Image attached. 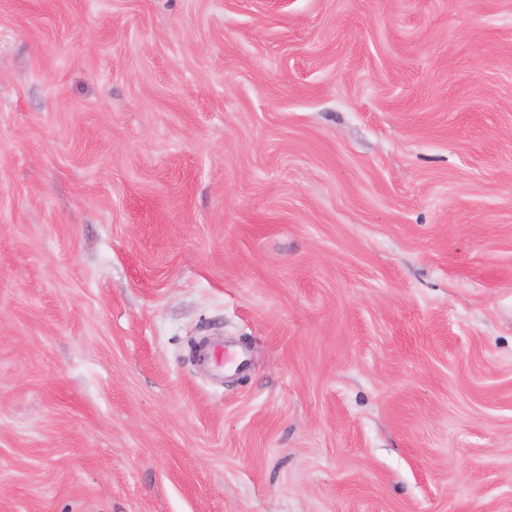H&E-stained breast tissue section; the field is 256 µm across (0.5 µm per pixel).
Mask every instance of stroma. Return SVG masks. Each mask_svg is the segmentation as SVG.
Wrapping results in <instances>:
<instances>
[{
	"label": "stroma",
	"mask_w": 512,
	"mask_h": 512,
	"mask_svg": "<svg viewBox=\"0 0 512 512\" xmlns=\"http://www.w3.org/2000/svg\"><path fill=\"white\" fill-rule=\"evenodd\" d=\"M0 512H512V0H0Z\"/></svg>",
	"instance_id": "35a3bbf8"
}]
</instances>
